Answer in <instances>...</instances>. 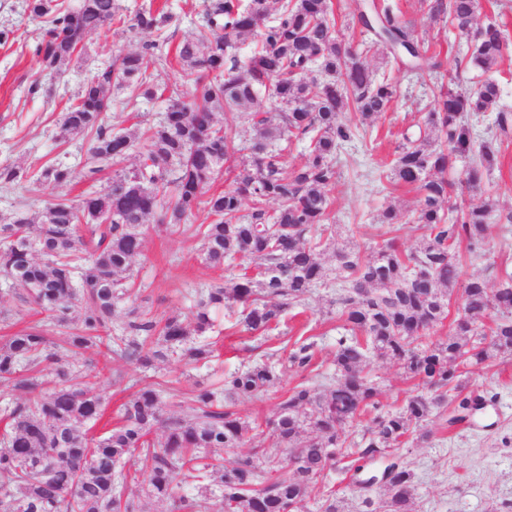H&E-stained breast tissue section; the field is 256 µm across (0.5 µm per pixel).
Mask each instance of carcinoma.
<instances>
[{"label":"carcinoma","instance_id":"cac0c4a2","mask_svg":"<svg viewBox=\"0 0 512 512\" xmlns=\"http://www.w3.org/2000/svg\"><path fill=\"white\" fill-rule=\"evenodd\" d=\"M423 2L430 16H446L449 25L473 34L468 64L488 71L502 58L504 30L496 24L473 28L477 0ZM28 8L38 18L49 17L34 53L50 73L61 70L86 34L122 21L118 0H78L72 7L29 0ZM329 9V0H205V24L175 49L189 87L169 90L164 117L148 131L138 163L114 170L99 192L51 203L36 221L17 211L0 224V273L49 314L51 326L71 329L65 344L72 351L96 348L150 366L180 349L190 362L204 365L212 350L199 338L212 327V310L225 308L246 329L267 333L324 282L327 273L316 254L326 240L318 228L329 221L328 192L339 177L336 152L359 135V126L386 112L396 94V84L369 70L366 56L382 43L400 68L442 66L389 0L359 13L357 24L370 37L356 50L336 40ZM171 19L143 8L129 28L159 30ZM248 39L260 49L242 57L238 45ZM149 55L169 62V52L156 42L129 51L112 70L93 77L63 113L64 134L91 138L88 182L139 140L107 129L102 114L114 90L128 89L137 99L159 94L148 73ZM312 68L319 77L308 80ZM499 99L492 80L464 91L441 89L419 134L399 147L390 179L421 195L413 223L423 235L415 252L405 256L392 241L368 260L353 249L336 251V304L345 331L334 353L336 384L318 390L301 382L280 396L264 425L286 455L257 448L219 466L202 456L211 448H239L254 430L234 400L253 399L280 380L281 371L268 362L230 372L223 386H202L186 402L167 403L163 390L149 383L122 405L118 426L90 438L82 428L102 416L103 392L61 363L47 330L26 329L0 344V381L32 393L0 409V512H147L152 500H171L176 512H282L285 505L298 508L317 485L320 512H339L325 489L328 469L346 460L358 471L377 457L391 458L384 512H412L414 476L396 451L411 435L421 442L430 438L424 423L448 403V392L456 393L463 409L479 407L480 397L463 394L462 377L473 365L512 355V275L493 293L481 278L466 280L451 334L423 343L448 317L449 297L462 275L456 247L466 241L476 249L493 219L490 201L467 209L451 204L447 173L467 160L466 183L478 188L494 168L503 140L512 135V112H496L495 133L483 138L469 116L493 110ZM226 108L240 112L254 131L248 146L240 147L233 127L216 124L215 113ZM349 110L356 120L346 119ZM282 141L301 142L306 151L304 163L289 172ZM223 172L231 175L230 184L205 195ZM70 175L54 165L42 171L41 181L60 184ZM247 198L252 206L245 214ZM201 210L209 219L196 229L204 262L222 267L238 259L244 272L229 279L230 287L213 286L200 296L192 330L179 315L157 320L140 313L122 337L98 335L127 295L124 280L142 252L146 219L158 212L159 222L178 232ZM314 347L295 342L290 366L312 368ZM369 357L398 365L415 381L400 409H379L376 389L364 375ZM371 410L377 414L370 438L347 445L350 430ZM158 426L163 435L154 439ZM332 449L337 456L331 461ZM131 461L148 470L137 494L127 492L132 475L124 467ZM194 483L201 485V497L182 494Z\"/></svg>","mask_w":512,"mask_h":512}]
</instances>
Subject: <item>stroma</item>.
Instances as JSON below:
<instances>
[{
	"mask_svg": "<svg viewBox=\"0 0 512 512\" xmlns=\"http://www.w3.org/2000/svg\"><path fill=\"white\" fill-rule=\"evenodd\" d=\"M402 19L412 22L425 41L429 54L438 56L440 72L409 73L397 69L383 52L368 56L370 68L388 76L398 85V95L387 112L369 123L365 136L345 143L336 153L339 177L329 191L331 214L325 234L337 246H349L364 256L372 248L395 241L402 253L415 251L422 232L411 224L420 194L410 186L396 184L386 174L404 135H414L422 115L432 104L434 90L448 80L461 87L492 75L499 82V106L512 112V48L491 73L475 68L459 69L457 63L467 51L465 37L449 31L447 20L429 19L420 0H394ZM126 16H134L141 6L167 10L173 18L161 31L170 45H177L194 31L201 20L203 0H118ZM330 16L337 40L357 46L362 39L355 19L367 0H330ZM44 26L32 16L26 0H0V30L8 31L0 43V169L12 168L18 178L0 184V217L9 218L18 210L39 216L45 206L58 199H78L89 185L83 177V161L90 146L87 136L60 138L62 114L76 99L87 80L111 67L124 52L136 50L153 36L132 34L125 26L113 25L108 31L88 34L80 49L61 69L60 75L43 72L34 46ZM166 97L130 102L129 93H112V106L104 117L108 128L141 132L156 125L165 112ZM68 167L67 182H40L41 171L51 165ZM465 164H458L448 179L454 185L452 198L465 207L493 201L497 210H512V141L502 147L491 175L480 190L467 189ZM401 211V224H383L379 214L386 206ZM205 213L190 220L185 231L169 233L149 217L143 226L144 247L136 258L131 278L132 296L121 302L112 319L111 335H118L132 308L163 317L171 314L190 319L201 293L210 286L225 283V270L209 267L202 259L200 240L195 234ZM457 258L463 278L480 277L489 288H497L502 275L512 274V224L490 225L482 249L470 251L460 244ZM337 296L333 278L314 288L307 299L289 310L281 331L270 334L249 332L238 325L227 311L213 312V326L205 335L213 350L207 365L188 363L175 355L153 368L134 362L110 359L90 349L63 360L98 382L107 397L101 418L91 428L97 437L112 429L120 405L143 384L160 383L167 400H189L197 385L217 382L225 373L266 360L268 355L285 359V350L297 339L316 344L315 373L285 372L280 383L258 399L238 404L240 415L263 422L271 416L284 390L306 381L325 385L335 380L333 354L342 335L337 317ZM37 313L0 276V337L43 325ZM367 379L378 389L382 409H395L412 389L413 383L398 366L383 360H370ZM468 390L482 396L486 405L467 422L448 426L446 414L431 417L432 438L419 445L406 442L399 453L414 475V512H512V357H495L472 366Z\"/></svg>",
	"mask_w": 512,
	"mask_h": 512,
	"instance_id": "35a3bbf8",
	"label": "stroma"
}]
</instances>
